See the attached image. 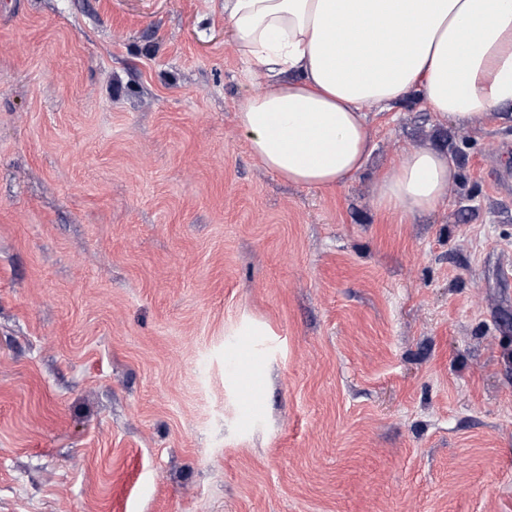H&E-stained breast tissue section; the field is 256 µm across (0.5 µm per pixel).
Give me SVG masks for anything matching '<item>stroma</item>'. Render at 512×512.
Segmentation results:
<instances>
[{
	"mask_svg": "<svg viewBox=\"0 0 512 512\" xmlns=\"http://www.w3.org/2000/svg\"><path fill=\"white\" fill-rule=\"evenodd\" d=\"M266 84L224 0H0V512H512V119L367 107L310 189ZM411 148L458 179L403 217ZM457 180L456 168L443 154L422 149L403 152L393 172L376 181L377 203L387 212L412 214L434 210Z\"/></svg>",
	"mask_w": 512,
	"mask_h": 512,
	"instance_id": "stroma-1",
	"label": "stroma"
}]
</instances>
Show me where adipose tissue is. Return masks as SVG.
<instances>
[{
  "label": "adipose tissue",
  "instance_id": "1",
  "mask_svg": "<svg viewBox=\"0 0 512 512\" xmlns=\"http://www.w3.org/2000/svg\"><path fill=\"white\" fill-rule=\"evenodd\" d=\"M224 16L248 75L299 74L238 112L252 154L296 184L332 190L363 170L366 106L417 91L466 122L512 105V0H224ZM456 180L443 154L408 150L378 177L377 203L430 211Z\"/></svg>",
  "mask_w": 512,
  "mask_h": 512
}]
</instances>
